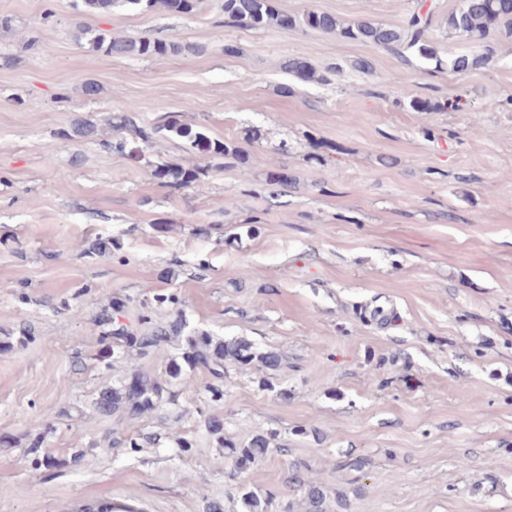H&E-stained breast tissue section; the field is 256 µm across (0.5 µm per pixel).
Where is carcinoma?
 Returning <instances> with one entry per match:
<instances>
[{"label":"carcinoma","mask_w":512,"mask_h":512,"mask_svg":"<svg viewBox=\"0 0 512 512\" xmlns=\"http://www.w3.org/2000/svg\"><path fill=\"white\" fill-rule=\"evenodd\" d=\"M134 9L161 10L171 13L189 14L194 10L195 0H73L77 10L94 13H109L117 4ZM224 25L245 30H260L270 26L283 29L301 28L325 34H334L342 39L370 43L397 56L405 65L420 69L424 64H432L437 70L448 67V72L462 75L488 68L495 62L494 44L506 40L512 41V0H461V4L448 14L446 27L448 34L478 44L479 53H460L443 59L438 43L431 35L434 27V15H422L412 12L399 26L359 19L342 21L336 16L315 10H309L300 16L279 13L273 0H223ZM90 43L97 50L107 55L124 57H164L178 53L184 46L163 36L152 37H106L91 30L83 31ZM290 75L302 82H314L324 79L317 74L308 62L290 59L285 65ZM408 106L415 112H436L448 109L456 110L460 105L448 102L435 105L428 100L411 97ZM108 125L116 131H132L143 141H148L154 134H167L181 139L189 151H198L211 158L232 157L239 162L246 161L247 156L240 153L235 146L211 138L204 128L192 124L171 120L155 126L147 133L136 122L133 112L129 111L108 120ZM99 136L98 125L90 120L78 119L68 130H63V140H94ZM151 175L159 186L168 189H181L197 181L207 173V169L190 163L148 162ZM116 242L108 237H98L84 250L87 256H104L112 253ZM123 302L114 298L98 315V325L104 327V338L111 339L123 348H135L144 353L172 339L182 346L181 361L171 363L168 379L159 380L142 372H135L130 377L101 390L93 405L104 415L120 413L129 419L158 409L170 392V385L182 380L185 372L202 366L211 376L224 378L225 363L250 366L256 364L267 371L278 370L283 362L282 356L274 351H260L253 343L244 338L224 339L209 333H185L186 321L178 313L164 324L152 331L137 335L118 322ZM206 432L216 442L229 448L234 468L238 472L262 462L270 452V437L259 434L246 446L239 448L236 444L224 441V420L209 416L204 420ZM323 492L311 483L307 490L308 512H323ZM242 512H266L267 499L258 490L241 488L239 497Z\"/></svg>","instance_id":"carcinoma-1"}]
</instances>
